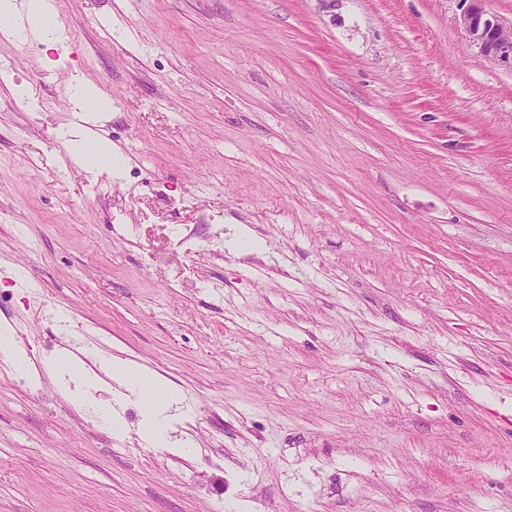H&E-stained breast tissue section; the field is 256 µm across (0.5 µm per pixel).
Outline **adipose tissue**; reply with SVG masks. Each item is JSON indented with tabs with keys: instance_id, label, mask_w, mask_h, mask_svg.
<instances>
[{
	"instance_id": "ef3b65f1",
	"label": "adipose tissue",
	"mask_w": 512,
	"mask_h": 512,
	"mask_svg": "<svg viewBox=\"0 0 512 512\" xmlns=\"http://www.w3.org/2000/svg\"><path fill=\"white\" fill-rule=\"evenodd\" d=\"M0 24H9L16 31L30 30L48 43L59 40L55 17L49 16L42 0H30L26 14H19L14 0H0ZM98 373L85 371L77 361L64 354L54 355L48 361L49 368L59 375L65 384L71 385L73 399L82 406L94 408L114 434H122L123 422L117 417L111 401L96 398L103 378H111L124 390L125 398L134 399L142 408L140 434L152 444L169 445L170 417L176 400L175 394L162 387L152 374L137 369L127 361L109 354L98 357Z\"/></svg>"
}]
</instances>
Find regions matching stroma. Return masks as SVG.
<instances>
[{
	"label": "stroma",
	"mask_w": 512,
	"mask_h": 512,
	"mask_svg": "<svg viewBox=\"0 0 512 512\" xmlns=\"http://www.w3.org/2000/svg\"><path fill=\"white\" fill-rule=\"evenodd\" d=\"M470 0H57L0 40V512H512V68ZM111 24H102L103 16ZM120 160L84 174L76 83ZM154 373L113 436L45 368ZM54 2V0H44V2L31 0L26 17L29 24L28 33L38 34L44 41L51 44L59 40L58 27L55 15L49 16L44 4L51 6ZM460 23L469 39L491 60L512 68L511 27L506 31L500 20L476 5L467 10ZM0 335V359L5 364L11 365L17 374L26 375L29 373V359L25 352L15 345L10 329L3 327ZM99 370L117 382L124 390L114 398L115 404L134 398L142 408L140 422L141 437L152 444L180 447L169 439L171 409L176 396L162 387L160 380L152 374L137 369L127 361L110 354H100Z\"/></svg>",
	"instance_id": "35a3bbf8"
}]
</instances>
